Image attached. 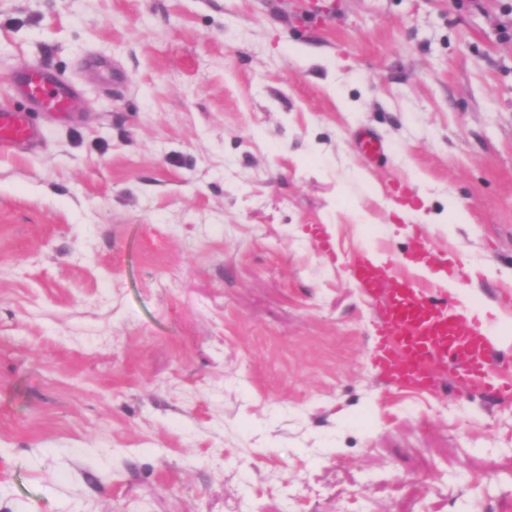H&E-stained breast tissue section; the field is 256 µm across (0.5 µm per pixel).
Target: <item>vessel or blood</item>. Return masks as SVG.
I'll use <instances>...</instances> for the list:
<instances>
[{"mask_svg":"<svg viewBox=\"0 0 512 512\" xmlns=\"http://www.w3.org/2000/svg\"><path fill=\"white\" fill-rule=\"evenodd\" d=\"M8 83L35 108L66 118L78 101L76 88L41 62L29 63ZM26 114L0 107V148L40 139ZM356 288L379 308L369 351L371 364L399 384L434 387L439 371L472 389L512 395V381H496L489 331L469 319L463 304L439 282L420 278L404 266L382 269L370 251L351 264Z\"/></svg>","mask_w":512,"mask_h":512,"instance_id":"vessel-or-blood-1","label":"vessel or blood"}]
</instances>
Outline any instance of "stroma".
<instances>
[{
  "mask_svg": "<svg viewBox=\"0 0 512 512\" xmlns=\"http://www.w3.org/2000/svg\"><path fill=\"white\" fill-rule=\"evenodd\" d=\"M307 2L0 0V104L81 89L0 151V512H512V399L382 376L347 263L422 228L512 373V0ZM8 83L16 95L59 120L66 118L78 103L76 88L40 61H33L22 72L10 76Z\"/></svg>",
  "mask_w": 512,
  "mask_h": 512,
  "instance_id": "35a3bbf8",
  "label": "stroma"
}]
</instances>
